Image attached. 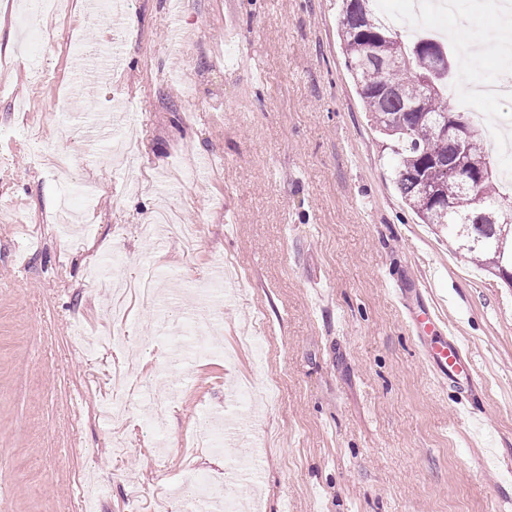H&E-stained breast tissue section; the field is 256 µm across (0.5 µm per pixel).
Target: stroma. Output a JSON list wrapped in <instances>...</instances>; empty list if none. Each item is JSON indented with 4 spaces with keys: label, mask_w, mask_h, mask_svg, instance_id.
Here are the masks:
<instances>
[{
    "label": "stroma",
    "mask_w": 512,
    "mask_h": 512,
    "mask_svg": "<svg viewBox=\"0 0 512 512\" xmlns=\"http://www.w3.org/2000/svg\"><path fill=\"white\" fill-rule=\"evenodd\" d=\"M27 2L0 0V512H155L192 473L225 479L240 448L189 460L180 441L232 410L245 379L259 474L231 491L249 512H512V288L404 205L394 142L344 66L341 0H123L111 23L73 0L42 16L55 37L37 46L20 31ZM463 2L394 30L441 29L459 55L498 30L487 0ZM110 42L122 65L86 85ZM504 75L462 62L454 111L512 113V99L458 101ZM187 168L197 182L177 180ZM165 205L202 225L195 250L145 235ZM115 253L123 279L150 261L183 291L150 308L128 297L114 324L96 271ZM227 257L246 278L213 320L220 353L171 362L162 329L201 306L195 286ZM392 283L458 324L479 435L424 367ZM80 330L122 343L81 348ZM251 332L261 356L234 352ZM127 364L153 389L166 455L138 398L122 430L100 416Z\"/></svg>",
    "instance_id": "obj_1"
}]
</instances>
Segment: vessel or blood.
<instances>
[{
  "label": "vessel or blood",
  "instance_id": "obj_1",
  "mask_svg": "<svg viewBox=\"0 0 512 512\" xmlns=\"http://www.w3.org/2000/svg\"><path fill=\"white\" fill-rule=\"evenodd\" d=\"M406 323L417 337L421 359L433 377L458 392L472 391L476 373L471 358L460 345L452 324L438 309L431 302H421L418 309L407 310Z\"/></svg>",
  "mask_w": 512,
  "mask_h": 512
}]
</instances>
